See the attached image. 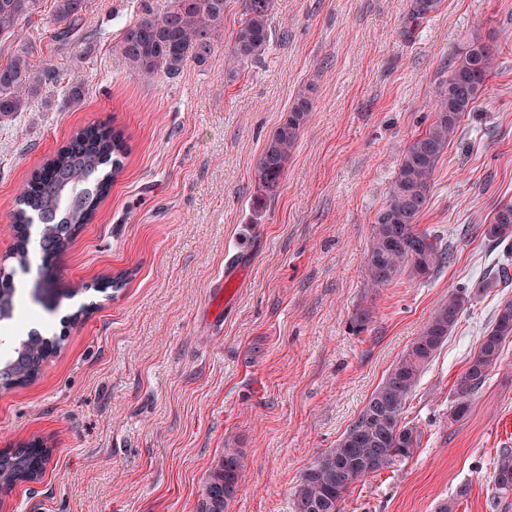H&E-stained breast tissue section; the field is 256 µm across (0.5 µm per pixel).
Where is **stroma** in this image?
<instances>
[{"label":"stroma","mask_w":512,"mask_h":512,"mask_svg":"<svg viewBox=\"0 0 512 512\" xmlns=\"http://www.w3.org/2000/svg\"><path fill=\"white\" fill-rule=\"evenodd\" d=\"M135 6L92 0L76 52L42 23L24 34L32 69L79 71L83 101L68 105L63 80L0 124V262L21 186L75 130L104 124L127 147L108 196L51 270L33 262L14 284H125L63 301L48 316L57 352L35 380L0 390V450L35 438L53 450L39 481L0 490V512H195L228 442L244 453L229 512H294L302 473L434 307L512 265L483 236L512 203V0H442L410 31V0H275L261 59L228 77L223 43L172 79L135 75L114 51ZM475 38L496 46L495 69L420 220L448 263L368 286L374 217L453 54ZM300 94L308 120L277 195L256 206L265 139ZM508 298L512 281L465 306L405 408L419 448L353 484L340 512H512L492 480L512 448V340L467 414L448 419L453 382Z\"/></svg>","instance_id":"1"}]
</instances>
